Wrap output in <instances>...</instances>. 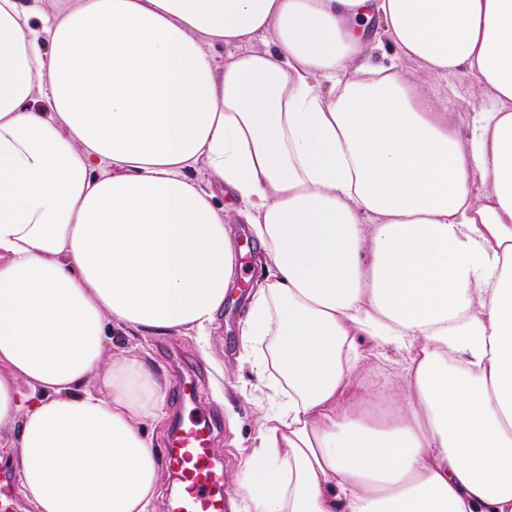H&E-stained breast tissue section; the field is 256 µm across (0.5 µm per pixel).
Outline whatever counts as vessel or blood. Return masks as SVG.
I'll return each instance as SVG.
<instances>
[{"mask_svg":"<svg viewBox=\"0 0 512 512\" xmlns=\"http://www.w3.org/2000/svg\"><path fill=\"white\" fill-rule=\"evenodd\" d=\"M194 379L178 384V405L189 414L176 425L162 463L179 490L171 501V512H225L224 480L216 465V424L209 413L194 404Z\"/></svg>","mask_w":512,"mask_h":512,"instance_id":"vessel-or-blood-1","label":"vessel or blood"}]
</instances>
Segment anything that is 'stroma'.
Masks as SVG:
<instances>
[{"label":"stroma","mask_w":512,"mask_h":512,"mask_svg":"<svg viewBox=\"0 0 512 512\" xmlns=\"http://www.w3.org/2000/svg\"><path fill=\"white\" fill-rule=\"evenodd\" d=\"M476 80L469 75H457L435 82L431 92L446 108L449 117L458 118L463 112H480L488 103L487 96L475 94ZM237 244L246 247L235 288L215 316L210 333L204 341L194 334L173 330L163 336H143L122 330L115 331L108 343L107 354L112 358L144 359L158 373L167 389H174L177 379L193 375L202 387L201 406L220 423L215 441V455L232 478L240 465L234 441L256 444L260 428L259 412L248 392L259 385L257 369L241 357L240 328L246 313L242 292L245 283L255 282L261 275L258 244L252 240L249 227H233ZM403 354L391 351L370 358L358 376L359 382L371 391H378L402 382Z\"/></svg>","instance_id":"obj_1"}]
</instances>
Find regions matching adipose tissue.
Masks as SVG:
<instances>
[{"instance_id":"adipose-tissue-1","label":"adipose tissue","mask_w":512,"mask_h":512,"mask_svg":"<svg viewBox=\"0 0 512 512\" xmlns=\"http://www.w3.org/2000/svg\"><path fill=\"white\" fill-rule=\"evenodd\" d=\"M60 2L0 0V462L33 512H149L166 394L107 338L206 335L232 210L243 352L281 376L236 512H512V0ZM467 74L462 123L431 85ZM387 350L403 388L344 402Z\"/></svg>"}]
</instances>
